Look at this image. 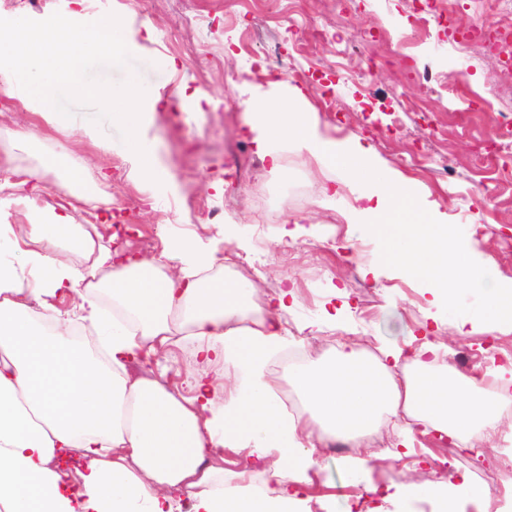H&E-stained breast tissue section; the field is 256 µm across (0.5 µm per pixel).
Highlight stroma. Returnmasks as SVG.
<instances>
[{"instance_id": "stroma-1", "label": "stroma", "mask_w": 512, "mask_h": 512, "mask_svg": "<svg viewBox=\"0 0 512 512\" xmlns=\"http://www.w3.org/2000/svg\"><path fill=\"white\" fill-rule=\"evenodd\" d=\"M419 6V0H307L304 10L292 11L286 0H269L254 13L247 0H87L86 21L116 14L137 40L130 69L104 67L97 75L115 84L138 77L148 96L149 139L165 170L156 183L133 179L128 167L116 165L125 144L115 124L98 125L95 145L51 128L0 90V198L27 194L34 171L45 188L41 206L66 203L74 185L64 170L45 165L66 154L92 195L75 212L76 223L121 254L157 257L171 242L197 238L228 259L211 274L235 266L236 277L256 285L259 304L295 281L299 298L287 320L299 337L290 353L329 357L351 341L371 358L380 345L403 347L426 336L448 346L438 362L448 376L490 372L494 348L512 349V330L480 324L460 336L452 318L426 319L430 294L416 278L382 265L387 233L357 211L367 184L320 168L287 141L276 147L279 174H270L265 161L250 175L235 166L257 157L242 102L284 101L292 87H301L324 135L372 146L383 170L413 179L416 211L449 224L492 279L511 281L512 180L501 159H480L475 143L496 138L483 103L512 108L504 63L512 40L496 49L463 45L458 31L478 13L512 29V13L501 12L497 0H456L448 19L430 16L419 31ZM147 25L148 39L142 36ZM408 34L407 59H393L396 42ZM260 59L283 64V74L259 75L254 64ZM424 70L432 76L427 88L418 78ZM419 154L447 156L448 177L412 165ZM481 182L493 187V200L476 194ZM214 207L222 208L223 220L210 224L206 213ZM310 321L320 322L321 331H304ZM495 420L496 433L478 435L475 452L416 427L412 448L397 456L402 427L383 419L342 449H317L315 469L298 484L300 495L314 500L313 512H434L431 501L385 500L367 488L438 480L454 487L467 480L504 487L509 495L463 498L458 512H512V474L499 469L500 459L512 455V411H497ZM357 453L369 462L355 480L342 458Z\"/></svg>"}]
</instances>
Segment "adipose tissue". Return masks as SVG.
Masks as SVG:
<instances>
[{
  "label": "adipose tissue",
  "instance_id": "ef3b65f1",
  "mask_svg": "<svg viewBox=\"0 0 512 512\" xmlns=\"http://www.w3.org/2000/svg\"><path fill=\"white\" fill-rule=\"evenodd\" d=\"M303 98L297 88L287 102L245 101L259 154L290 141L320 165L370 178L368 212L409 210L410 179L377 175L360 141L323 135L317 114L299 110ZM19 203L36 221L21 238L0 225V512H180L185 498L192 512H300L288 478L312 467L314 432L352 439L385 415L460 433L475 419H495L493 405L463 398L457 382L435 371L444 347L428 340L410 353L381 348L372 359L345 344L331 358L289 366L307 413L294 417L270 369L293 339L284 315L294 290L255 309L246 325L241 307L255 285L200 276L219 261L218 248L181 241L174 274L155 257L121 261L67 207L40 209L32 195ZM66 245L83 264L60 258ZM15 252L21 264L9 261ZM383 261L418 277L436 306L484 291L483 305L456 321L458 335L473 319L512 328V282L490 285L488 269L448 225L425 217L395 225ZM60 295L71 296V309L51 305ZM78 321L95 331L100 351L74 341ZM186 344L195 366L185 386L129 371ZM405 361L411 372L401 378ZM229 376L216 401L212 389ZM64 449L84 462L78 485L52 464ZM228 450L267 461L262 487L225 470Z\"/></svg>",
  "mask_w": 512,
  "mask_h": 512
}]
</instances>
